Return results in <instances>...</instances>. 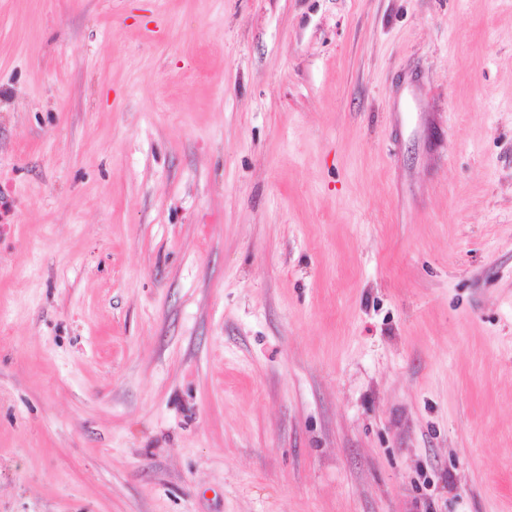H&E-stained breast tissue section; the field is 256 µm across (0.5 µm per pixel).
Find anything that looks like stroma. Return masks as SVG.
Segmentation results:
<instances>
[{
    "instance_id": "obj_1",
    "label": "stroma",
    "mask_w": 512,
    "mask_h": 512,
    "mask_svg": "<svg viewBox=\"0 0 512 512\" xmlns=\"http://www.w3.org/2000/svg\"><path fill=\"white\" fill-rule=\"evenodd\" d=\"M0 512H512V0H0Z\"/></svg>"
}]
</instances>
